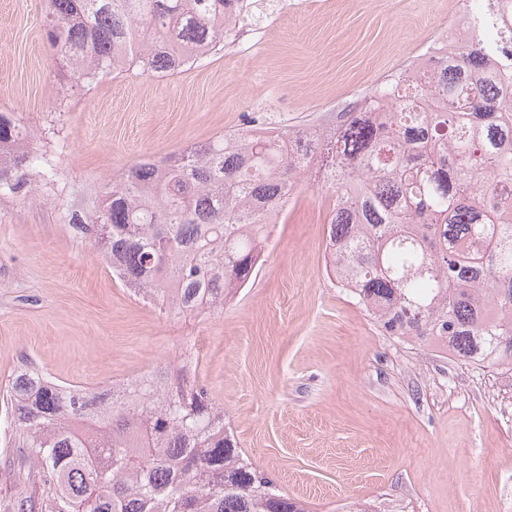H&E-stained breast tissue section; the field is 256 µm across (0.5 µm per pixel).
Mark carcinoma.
<instances>
[{"mask_svg":"<svg viewBox=\"0 0 512 512\" xmlns=\"http://www.w3.org/2000/svg\"><path fill=\"white\" fill-rule=\"evenodd\" d=\"M424 82L395 72L329 125L226 133L125 171L81 225L121 283L183 314L224 308L256 276L286 194L330 178L331 268L390 336L512 371V19ZM245 0H48L45 34L80 82L135 64L172 74L224 47ZM29 132L0 112V180L28 191ZM465 241L460 249L456 242ZM191 356L109 398L36 372L0 396L28 481L17 512H308L243 456Z\"/></svg>","mask_w":512,"mask_h":512,"instance_id":"carcinoma-1","label":"carcinoma"}]
</instances>
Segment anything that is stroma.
<instances>
[{"mask_svg":"<svg viewBox=\"0 0 512 512\" xmlns=\"http://www.w3.org/2000/svg\"><path fill=\"white\" fill-rule=\"evenodd\" d=\"M456 0H249L217 54L60 97L46 0H0V112L37 133L31 189L0 195V392L26 361L90 389L190 351L242 453L310 512H512V373L390 336L329 271L332 199L300 186L224 309L143 301L71 222L131 165L336 112L447 33ZM0 404V512L19 435Z\"/></svg>","mask_w":512,"mask_h":512,"instance_id":"stroma-1","label":"stroma"}]
</instances>
